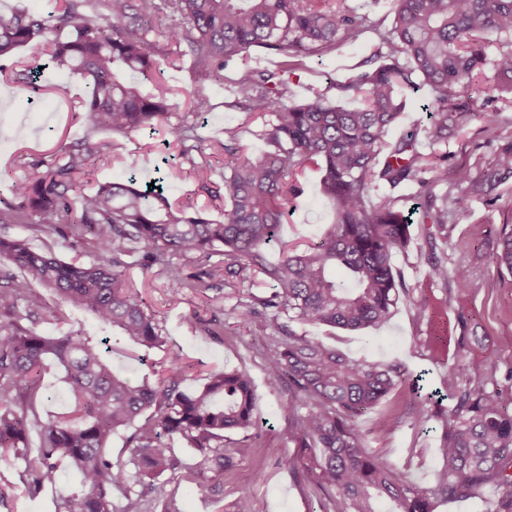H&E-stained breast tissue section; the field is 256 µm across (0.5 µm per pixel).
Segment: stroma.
Segmentation results:
<instances>
[{
	"label": "stroma",
	"mask_w": 512,
	"mask_h": 512,
	"mask_svg": "<svg viewBox=\"0 0 512 512\" xmlns=\"http://www.w3.org/2000/svg\"><path fill=\"white\" fill-rule=\"evenodd\" d=\"M346 7L368 15L370 32L357 42L348 43L327 54L306 57L305 69L292 77V99L300 102L321 93L338 104L354 107L358 101L340 95L336 83L351 76L358 64L378 48L376 30L393 26L390 0H346ZM164 23H157L150 39L154 44L157 74L154 82L144 84L147 94L165 90L171 110V122L190 118L188 93L199 89L206 93L212 110L202 120L199 136L206 141L235 138L245 156L254 158L266 150L262 133L269 120L257 117L232 104L236 69L224 72L223 84L198 77L189 64L173 68L165 55L170 46L163 35ZM42 63L34 83H24L16 72ZM85 95L83 84L67 69L48 63L41 40H33L15 57L13 70L0 73V197L10 195L12 182L22 173V165L51 154L73 141L90 139L99 144L93 181L85 182L92 189L94 181H112L136 176L139 182L150 181L154 167L168 159V177L164 184L169 200L188 210L205 209L209 218L222 219L223 199L210 196V189L224 186L225 156L203 149L193 162L184 161L177 146L171 145L165 126L138 131L126 136L92 133L74 112ZM483 110L473 112L459 127L449 129L448 138L432 142L426 127V109L432 98L427 89L407 94V110L399 132L416 131L420 149L425 153L446 156L449 171L464 166L472 175L484 179V195L472 194L468 185L448 181L436 184V198L448 200V233L436 238L433 255L449 266L466 265L472 272L470 287L431 281L428 277L429 255L411 249L394 257L396 270L406 288L390 319L380 326L360 331H345L325 326L308 327L307 333L325 344L334 346L347 356L371 362L405 363L414 373L423 375L427 389L442 387L448 370L455 364L466 367L467 377L478 376L485 368L497 369L502 390L512 389V347L504 337L512 336V274L498 270L491 245L502 225L512 224V171L500 169L497 158L512 151V104L494 100L484 92L480 97ZM497 112L498 125L487 130L484 115ZM304 191L288 206L279 228L277 240L266 247L270 258H277L281 242L314 243L335 218L334 205L321 191V173L308 167L300 174ZM10 235L26 238L31 248L53 252L64 261L78 259L89 263L98 253L90 234L74 227L68 238H61L50 229L34 230L24 224L8 225ZM80 241L79 251L67 248V240ZM128 273L152 312L166 340L163 348L144 350L129 342L116 343L111 355L115 368L139 377H153L168 354L176 352L192 365L188 388L200 386L211 371L237 367L248 372L255 384L257 426L250 447L240 446L238 435L224 440V452L233 464L224 473L213 474L212 491L202 497L195 493L192 473L199 460L193 449L181 439L170 446L180 467L176 473L159 476L157 489L150 499L153 512H235L240 496H248L253 512H339L327 508L326 497L313 481L289 468V460L302 454L288 428L291 412L288 389L271 381L265 369L263 344L268 329L264 319L241 320L236 312L250 295L269 296L271 288L259 284L250 290L228 288L195 292L184 290L172 298L168 267L182 268L185 258L170 257L168 266H144L139 256H132ZM496 282L495 290H487V282ZM36 306L53 309L56 319L38 324L39 332L55 335L83 325L91 335L101 329L91 319L66 305L50 289L32 287ZM218 328L211 336L196 327V319ZM467 337V345L456 342ZM413 395L405 391L391 402L367 410L358 419L367 450L405 471L420 487L435 485L440 468L435 452L446 406H439L427 421L413 418L410 410ZM23 464L0 462V484H10L14 494L15 512H55L58 494H70L80 488V477L71 469H63L57 487L37 496L24 493L21 482Z\"/></svg>",
	"instance_id": "1"
}]
</instances>
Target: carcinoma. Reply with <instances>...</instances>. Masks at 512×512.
<instances>
[{"instance_id":"obj_1","label":"carcinoma","mask_w":512,"mask_h":512,"mask_svg":"<svg viewBox=\"0 0 512 512\" xmlns=\"http://www.w3.org/2000/svg\"><path fill=\"white\" fill-rule=\"evenodd\" d=\"M102 2L104 13L88 0H59L46 14L24 9L0 14V72L18 48L42 37L49 62L85 83L79 115L90 131L128 135L166 122L181 155L192 162V152L200 150L196 126L169 123L165 96L141 91L156 76L148 34L153 20L164 14L178 19L165 36L186 46L198 76L222 81L227 67L242 63L234 105L272 116L263 133L271 149L251 159L231 144L212 141V147L232 156L224 164L222 223L200 210L174 207L163 194L161 177L145 188L131 180L99 184L81 194L79 207L71 206L68 193L93 175L92 158L99 152L87 139L27 166L12 184L15 203L0 207V224L81 226L93 236L99 258L65 262L33 250L24 238L0 234V461H24L30 496L56 485L63 466L76 469L80 490L60 496L57 512H114L115 491L123 498L119 512H151L148 495L156 487L144 478L174 472L179 465L166 440L178 437L203 453L193 482L195 492L206 495L209 473H222L231 463L224 456L226 434L251 438L255 393L245 371H216L202 387L185 391L188 366L177 353L169 357L167 376L151 383L113 368L108 336H87L81 328L60 336L36 330L34 281L129 342L157 347L158 321L127 274L125 258L132 245L141 244L150 266L168 264L172 254L189 263L219 256L224 286H252L257 276L272 284L273 294L251 296L242 316H261L271 329L267 375L288 385L291 433L298 447L312 450L287 464L313 474L328 500L339 502L340 512H378L379 500L392 503V512H432L433 495L470 500L489 484L500 495L488 512H512V412L495 367L464 385L458 381L462 365L448 371L454 405L437 439L436 485L427 490L368 452L357 424L360 414L394 392L417 390L419 376L400 365L349 358L292 327L296 322L358 331L385 323L396 307L403 282L394 256L409 247L412 222L396 198L375 199L377 184L417 185L414 210L422 213V223L432 225L428 243L448 234V204L435 205L428 181L420 177L430 172L433 182H448L442 157L421 153L413 134L395 141L388 135L404 112L407 87L430 90L429 130L439 140L448 137V127L462 125L475 103L459 101L457 88L468 87L486 66L494 71L488 90L512 97V49L492 61L486 53L490 34L512 42V0H391L394 26L380 34L385 51L369 60L373 67L336 84V90L361 98L353 108L334 105L323 94L301 104L290 101L291 75L302 66L301 57L332 52L366 29L368 16L336 7L338 0ZM252 47L278 51L284 56L280 68L251 69L241 54ZM121 67L137 79L119 78ZM190 104L197 116L212 109L209 96L199 90L190 93ZM310 163L323 173L322 189L335 205V220L318 243L286 246L273 261L265 245L302 191L298 170ZM492 257L498 269L512 274V228L502 229ZM338 270L347 280H336ZM206 276L214 271L188 276L178 269L172 292L207 290ZM428 276L445 283L451 278L460 288L471 280L465 266L450 270L438 259L430 263ZM24 319L31 326L22 325ZM48 360L64 369L68 401L38 421L41 446L30 455V416L36 415ZM129 428V461L115 463L107 445L113 434Z\"/></svg>"}]
</instances>
